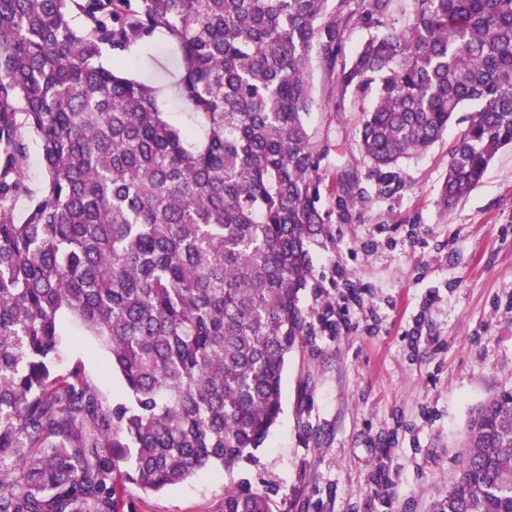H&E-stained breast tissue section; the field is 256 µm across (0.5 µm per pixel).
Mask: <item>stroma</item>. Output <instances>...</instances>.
<instances>
[{
    "instance_id": "1",
    "label": "stroma",
    "mask_w": 512,
    "mask_h": 512,
    "mask_svg": "<svg viewBox=\"0 0 512 512\" xmlns=\"http://www.w3.org/2000/svg\"><path fill=\"white\" fill-rule=\"evenodd\" d=\"M180 56L156 35L127 72L162 87L179 126L196 117L172 85ZM306 117L318 161L324 231L309 245L301 306L313 334L288 358L282 411L264 444L227 470L144 493L121 481L120 512H221L240 484L273 512H431L459 472L470 414L512 384V148L450 210L438 204L461 123L401 161L382 193L357 132L371 96L342 92L311 58ZM349 194V215L337 206ZM81 366L112 401L123 386L109 353L65 317L57 372Z\"/></svg>"
}]
</instances>
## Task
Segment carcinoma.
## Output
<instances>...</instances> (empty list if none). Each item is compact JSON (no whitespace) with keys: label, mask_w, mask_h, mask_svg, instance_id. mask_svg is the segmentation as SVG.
<instances>
[{"label":"carcinoma","mask_w":512,"mask_h":512,"mask_svg":"<svg viewBox=\"0 0 512 512\" xmlns=\"http://www.w3.org/2000/svg\"><path fill=\"white\" fill-rule=\"evenodd\" d=\"M0 0V512H118L125 479L159 492L251 457L281 413L322 233L305 117L312 52L374 102L359 131L380 188L475 105L439 203L512 147V0ZM370 38L352 55L344 34ZM164 31L202 137L157 91L100 64ZM46 178L24 222L27 137ZM69 315L108 349L125 400L55 371ZM433 512H512V385L476 408ZM222 512H271L224 490Z\"/></svg>","instance_id":"carcinoma-1"}]
</instances>
